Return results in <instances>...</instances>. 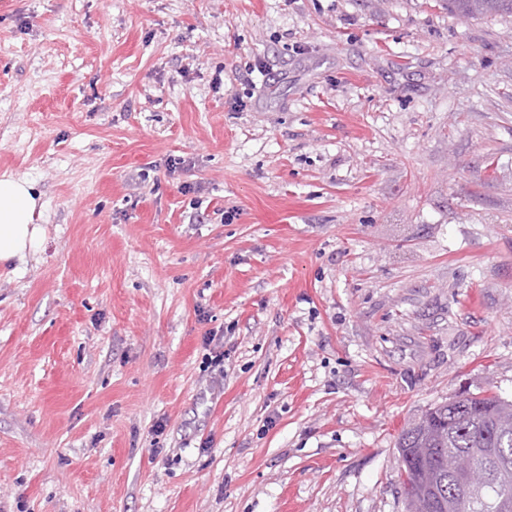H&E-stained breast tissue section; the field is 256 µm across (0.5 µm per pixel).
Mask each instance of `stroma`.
<instances>
[{
	"label": "stroma",
	"mask_w": 512,
	"mask_h": 512,
	"mask_svg": "<svg viewBox=\"0 0 512 512\" xmlns=\"http://www.w3.org/2000/svg\"><path fill=\"white\" fill-rule=\"evenodd\" d=\"M3 173L0 512H406L401 430L512 400L510 13L0 0ZM41 203L33 182L0 177V261H23L40 247L44 229L41 224H34V218Z\"/></svg>",
	"instance_id": "stroma-1"
}]
</instances>
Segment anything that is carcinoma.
Masks as SVG:
<instances>
[{"label":"carcinoma","mask_w":512,"mask_h":512,"mask_svg":"<svg viewBox=\"0 0 512 512\" xmlns=\"http://www.w3.org/2000/svg\"><path fill=\"white\" fill-rule=\"evenodd\" d=\"M463 16L512 13V0H446ZM402 492L413 495L424 512H498L500 500L512 498V401L496 394H476L436 404L404 428L398 438ZM498 448L497 457L478 459L488 483L469 489L448 472V462ZM416 503V504H418ZM410 504V507H416Z\"/></svg>","instance_id":"carcinoma-1"}]
</instances>
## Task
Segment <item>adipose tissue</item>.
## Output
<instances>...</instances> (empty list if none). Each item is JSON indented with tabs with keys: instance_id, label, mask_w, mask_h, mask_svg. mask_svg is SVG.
Returning <instances> with one entry per match:
<instances>
[{
	"instance_id": "adipose-tissue-1",
	"label": "adipose tissue",
	"mask_w": 512,
	"mask_h": 512,
	"mask_svg": "<svg viewBox=\"0 0 512 512\" xmlns=\"http://www.w3.org/2000/svg\"><path fill=\"white\" fill-rule=\"evenodd\" d=\"M41 196L33 182L0 177V261L24 259L36 252L44 238V229L35 224Z\"/></svg>"
}]
</instances>
